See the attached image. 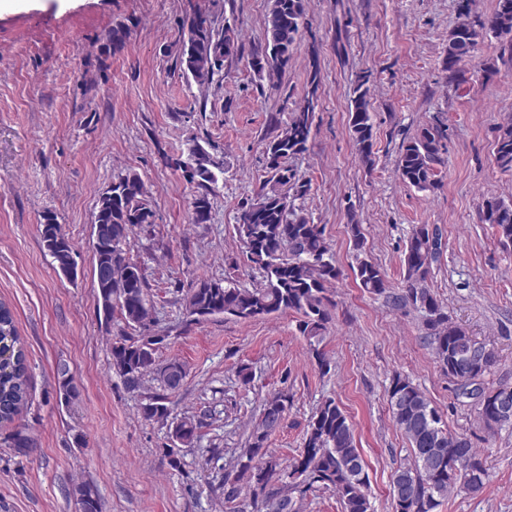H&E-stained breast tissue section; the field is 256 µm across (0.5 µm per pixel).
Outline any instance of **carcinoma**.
<instances>
[{
    "mask_svg": "<svg viewBox=\"0 0 512 512\" xmlns=\"http://www.w3.org/2000/svg\"><path fill=\"white\" fill-rule=\"evenodd\" d=\"M472 0H457L460 22L448 35L445 67L457 66L471 53L488 29L497 35L512 34V0H496L488 24L470 21ZM305 15V0H272L267 19L265 46L252 57L253 68L262 73L288 65ZM180 66L201 86L208 87L220 76L224 62L238 55V35L230 25L219 32L209 17L195 13L182 28ZM320 82L317 62L308 74L309 90L303 103L292 113L286 126L274 129L264 144L270 177L257 201L243 210L235 232L249 263L263 271L264 283L258 288H240L229 279H200L190 283L185 295L186 321L199 324L217 315L251 320L279 313L296 315V327L317 360L320 369H330L323 348L324 332L332 320L334 302L331 288L342 271L336 266L325 226L314 224L298 213L306 184L288 167V159L306 151L310 137L314 96ZM368 79L361 78L353 88L349 127L359 159L374 164L373 120L370 111ZM445 130L441 125H425L402 141L397 171L403 183L419 191L437 185V167L446 151ZM497 167L512 172V118L502 123L495 136ZM175 166L185 180L201 192L191 202V223L207 224L212 217V201L217 183L215 170L223 166L197 142L188 144ZM480 220L490 225L498 245L512 250V202L489 195L479 209ZM95 223L99 245L93 247L94 280L98 313L110 322L118 315L138 335L115 337L110 346L112 370L131 392L140 390L151 373L158 392L148 396L141 412L148 421L166 422L171 415L168 394L180 386L185 372L182 364L156 361L162 336L151 334L148 283L141 267L129 257L130 234L145 231L155 223V212L147 200V189L136 173L119 174L112 187L98 199ZM348 233L355 251L352 267L355 281L365 292L382 295L387 290L381 267L362 257L363 225L354 211L348 213ZM44 248L58 270L76 273L69 238L53 213L43 215L40 224ZM445 243L440 229L421 224L412 228L404 243L403 263L406 288L389 296L397 307L419 312L427 329L426 340L435 360L448 370L456 398L478 381L472 399L479 406L481 422L487 429L512 426V420L499 422L497 400L506 386H485L498 359L491 352L483 361L468 359L466 332L449 320L446 308L427 287L432 265L443 254ZM28 382L24 347L18 336L12 311L0 303V420L12 419L27 401ZM388 408L396 427L410 443L406 462L392 476L390 496L394 512H437L443 501L461 492L476 494L489 480L486 462L465 436L447 432L439 410L409 378L392 377L386 388ZM288 394L278 392L261 405L258 422L248 435L244 448L234 456L232 469L224 476V503L230 512H300L299 501L315 488L335 493L342 512H374L366 463L356 448L353 425L333 399L323 401L308 421L303 448L286 465L268 453L269 438L277 432L288 413ZM203 421L185 416L173 426L172 437L182 444L197 438ZM81 512H100L98 496L89 485L75 489Z\"/></svg>",
    "mask_w": 512,
    "mask_h": 512,
    "instance_id": "carcinoma-1",
    "label": "carcinoma"
}]
</instances>
